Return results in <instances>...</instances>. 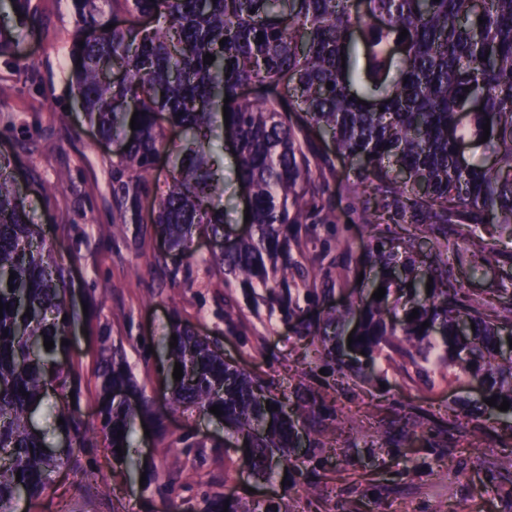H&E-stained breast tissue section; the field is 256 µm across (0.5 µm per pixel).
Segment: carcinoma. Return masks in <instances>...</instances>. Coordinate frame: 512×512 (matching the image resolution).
Wrapping results in <instances>:
<instances>
[{
	"label": "carcinoma",
	"mask_w": 512,
	"mask_h": 512,
	"mask_svg": "<svg viewBox=\"0 0 512 512\" xmlns=\"http://www.w3.org/2000/svg\"><path fill=\"white\" fill-rule=\"evenodd\" d=\"M30 2L0 0L1 57L13 55L15 26L37 29ZM70 8V92L102 138L128 147L109 159L115 223H142L151 193L146 174L167 151L170 181L156 199L153 223L172 249H189L196 230L223 237L218 158L232 145L238 181L250 189L251 232L197 262L226 282L263 283L282 320L296 321L301 307L291 283L304 270L291 258L289 227L336 223L306 156L312 137L326 138L346 164L344 191H369L358 220L378 236L370 258L380 273L371 294L327 315L336 344L323 338L324 349L339 369L368 379L386 348L426 374L438 347L444 362L483 387V398L512 404V355L503 351L512 293L489 318L452 283L448 235L441 234L450 224L481 226L512 243V0H70ZM120 13L153 25L122 21ZM403 29L408 36L401 39ZM208 53L215 56L210 64L203 60ZM246 86L265 92L251 98ZM135 112L140 128L133 130ZM166 125L183 133L173 147ZM481 148L490 163L472 155ZM16 169L17 157L0 152V302L10 305L0 311V512H14L21 493L42 494L48 474L68 461L66 448L42 449L35 418L45 403L54 401L69 444L87 445L92 431L80 411L81 373L61 344L80 320L67 301L70 272L30 221ZM388 222L411 230L401 241L389 239L381 229ZM428 238L435 260L424 270L417 247ZM379 287L386 293L376 300ZM414 309L418 316L410 320ZM174 334L168 372L178 362L183 376L168 408L207 414L219 406L224 423L248 441L240 467L269 474L274 457L286 459L296 447V422L315 413L316 402L293 406L266 393L190 326L178 325ZM350 334L358 356L348 363ZM46 336L54 341L50 350ZM97 380L100 431L112 454L117 446L128 454L137 420L167 434L149 398L129 400L123 362L101 357Z\"/></svg>",
	"instance_id": "carcinoma-1"
}]
</instances>
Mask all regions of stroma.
Here are the masks:
<instances>
[{
	"label": "stroma",
	"instance_id": "35a3bbf8",
	"mask_svg": "<svg viewBox=\"0 0 512 512\" xmlns=\"http://www.w3.org/2000/svg\"><path fill=\"white\" fill-rule=\"evenodd\" d=\"M39 20L20 33L14 58L0 57V152L20 156L17 180L32 223L45 227L69 269V300L86 307L71 337L69 358L83 375L80 408L98 425L96 337L107 329L119 356L149 397L161 398L167 373L163 349L173 318L216 345L227 362L258 380L267 392L297 403L316 398L314 417L300 422L302 446L271 480L239 465L243 440L198 410L168 414L167 436L136 427L134 455L153 464L151 478L116 460L102 437L72 447L69 462L51 472L46 491L17 502L15 512H220L232 499L239 512H451L467 502L475 512H512L503 490L511 475L499 463L512 459V415L466 419V405L481 399L467 376L451 368L421 380L400 358L379 356L370 379L341 374L321 343L298 336L279 312L254 306L261 285L225 286L197 264L213 245L194 233L188 253L172 252L179 268L171 287L151 264L164 240L152 224L112 222L109 159L115 143L100 140L81 105L66 90L75 25L67 0H31ZM313 170L335 169L324 194L335 208L332 224L303 225L308 248L297 260L317 276L318 295L305 320L366 295L378 270L366 260L371 232L355 215L361 195L342 188L345 167L329 141L313 137ZM225 221L234 234L248 230L234 158L224 155ZM453 273L487 314L499 309L500 289L512 286V266L467 256ZM237 332L229 334L225 317Z\"/></svg>",
	"mask_w": 512,
	"mask_h": 512
}]
</instances>
